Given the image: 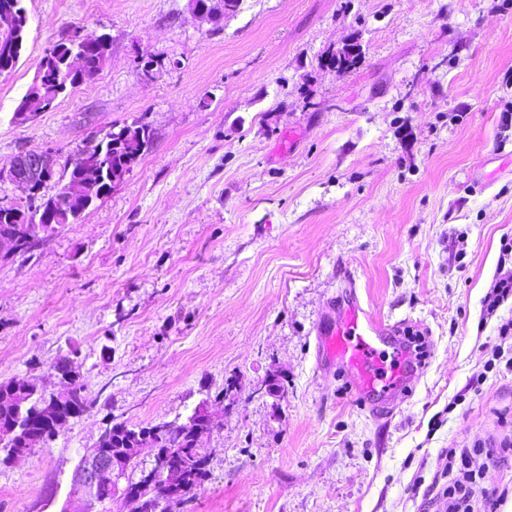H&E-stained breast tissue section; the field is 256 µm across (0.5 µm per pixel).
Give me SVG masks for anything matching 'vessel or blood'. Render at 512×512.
Listing matches in <instances>:
<instances>
[{"instance_id": "b4317fda", "label": "vessel or blood", "mask_w": 512, "mask_h": 512, "mask_svg": "<svg viewBox=\"0 0 512 512\" xmlns=\"http://www.w3.org/2000/svg\"><path fill=\"white\" fill-rule=\"evenodd\" d=\"M327 308L317 328L319 368L336 370L363 406L393 409L424 366L406 341L405 325L380 322L353 291Z\"/></svg>"}]
</instances>
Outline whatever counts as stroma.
<instances>
[{
    "mask_svg": "<svg viewBox=\"0 0 512 512\" xmlns=\"http://www.w3.org/2000/svg\"><path fill=\"white\" fill-rule=\"evenodd\" d=\"M23 0L0 75V165L149 123V151L74 224L0 253V382L97 404L0 465V512H85L73 486L104 418L205 409L210 475L186 512H441L452 448H481L473 507L512 484V298L483 301L512 240V0ZM111 37L90 81L13 112L73 31ZM358 40L355 69L320 60ZM167 63L155 78L137 60ZM355 280L430 356L387 414L316 366V328ZM278 375L283 390L262 388ZM225 397H218L219 389ZM27 36V23L23 28L21 41H18L16 45H14V40L19 36H13L11 34L6 35L0 32V67L4 65L10 66V71L13 70L21 57V54L24 50L25 42ZM6 49L8 50L5 55Z\"/></svg>",
    "mask_w": 512,
    "mask_h": 512,
    "instance_id": "obj_1",
    "label": "stroma"
}]
</instances>
